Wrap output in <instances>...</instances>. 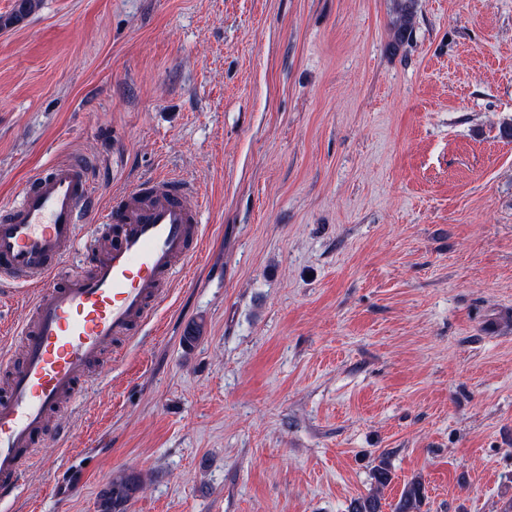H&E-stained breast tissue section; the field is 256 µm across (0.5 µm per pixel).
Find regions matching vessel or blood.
Listing matches in <instances>:
<instances>
[{"label":"vessel or blood","instance_id":"b4317fda","mask_svg":"<svg viewBox=\"0 0 512 512\" xmlns=\"http://www.w3.org/2000/svg\"><path fill=\"white\" fill-rule=\"evenodd\" d=\"M196 194L184 178H148L101 209L87 166L57 160L0 205V280L34 296L20 358L0 362V503L18 491L33 450L64 435L104 351L121 361L122 343L152 323L200 255ZM91 215L112 235L86 247L85 268L65 270Z\"/></svg>","mask_w":512,"mask_h":512}]
</instances>
